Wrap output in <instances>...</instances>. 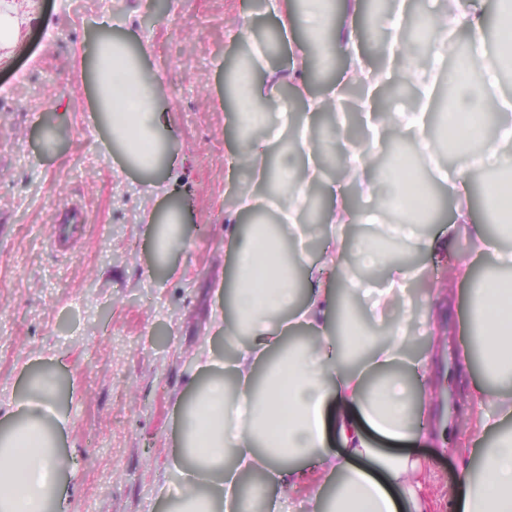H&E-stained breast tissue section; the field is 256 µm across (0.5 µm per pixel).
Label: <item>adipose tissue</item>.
Wrapping results in <instances>:
<instances>
[{"label":"adipose tissue","instance_id":"adipose-tissue-1","mask_svg":"<svg viewBox=\"0 0 512 512\" xmlns=\"http://www.w3.org/2000/svg\"><path fill=\"white\" fill-rule=\"evenodd\" d=\"M496 19L499 55L488 58L483 41L484 17L459 13L458 25L469 30L458 65H483L481 82L448 81L450 104L441 114L445 131L459 144L470 142L477 126H495L481 158L487 168L502 172L501 180L484 189L487 214L512 223V100L497 91L502 58L512 59V0H498ZM436 14H428L427 37L408 35L402 14L383 18L388 39L380 46L386 55L400 54L404 70L422 98H433L435 87L427 78V65L440 64L454 52L447 28L436 27ZM281 24L305 33L321 65L336 56L360 58L358 27L336 21L335 0H299L297 15H283ZM455 53V52H454ZM101 124L109 132L111 147L127 163L155 173L152 191L171 195L179 182L160 169L171 152L164 137L162 85L144 79L142 57L120 40H101L89 64ZM240 145L233 163L249 161L262 182L277 187L282 202L277 231L254 227L227 243L233 255L232 287L217 286L219 299L212 325L225 344L234 348L226 373L216 372L211 354L197 356L204 371L189 401L179 405V422L172 466L186 482L162 481L159 493L171 500L175 512H278L273 489H294L320 480L329 494L314 493L313 512H422L419 483L410 479L419 470L411 455H390L375 448L363 427L392 438L406 439L420 427L423 408L414 401L412 379H423L427 356L413 359L401 354L411 343L409 317L390 324L384 344L367 348L363 330L354 326V313H343V292H357L363 275L384 268L390 286L375 302L373 311L385 315L414 277L413 269L397 262L394 252L374 243L344 235L352 220L346 193L354 185L359 196L390 204L394 220L385 227L389 241L404 251H419L426 242L420 235L419 191L436 196L427 179H411L407 172L390 169L377 177L372 154L355 147L346 156L350 181L322 180L318 163L334 150V138L317 149L310 133L312 122L325 109L326 98L297 85L300 113L294 126L277 130L273 140L256 145L255 129L265 127L267 100L277 98L280 84L261 79L250 64L233 73ZM424 114L409 109L399 114L394 135L416 129L420 135L409 152L412 168H425L435 152L431 138L423 136ZM323 184L327 205L321 223L331 228L323 247L322 271L341 272L338 288H298L297 271L304 250H288L286 229L296 226L308 203L310 188ZM145 232L161 254L186 244L184 217L179 210L157 215L143 208ZM467 318L470 333L462 349L469 362L472 348L483 356L485 382L474 383L472 400L490 398L488 383L498 384L500 403L495 413L483 415V431L496 433L495 442L481 446L480 475L463 467L451 499L453 512H512V433L501 430L512 419V277L486 275L470 284ZM305 331L311 342L294 341ZM247 342H239V335ZM0 512H67L63 490L65 456L59 434L65 419L57 405L52 376L31 383L23 396L0 397ZM336 436L342 452L329 448Z\"/></svg>","mask_w":512,"mask_h":512}]
</instances>
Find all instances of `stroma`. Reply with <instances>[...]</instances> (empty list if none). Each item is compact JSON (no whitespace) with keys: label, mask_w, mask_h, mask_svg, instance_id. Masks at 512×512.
I'll use <instances>...</instances> for the list:
<instances>
[{"label":"stroma","mask_w":512,"mask_h":512,"mask_svg":"<svg viewBox=\"0 0 512 512\" xmlns=\"http://www.w3.org/2000/svg\"><path fill=\"white\" fill-rule=\"evenodd\" d=\"M25 18L14 41L0 44V386L24 393L37 373L62 387L67 419L61 450L69 512H172L156 494L170 470L176 402L190 399L194 356L232 351L214 335L213 286L230 281L224 247L225 211L250 191L255 215L274 219L266 187L246 168H231L233 114L224 107L226 76L243 48L229 25L244 0H179L150 12V0H14ZM105 36L132 50L149 46L143 72L160 80L180 198L155 200L158 214L182 211L191 246L157 265L140 203L152 174L108 151L95 130L96 102L81 60ZM449 172L439 193L440 216L426 239L447 241L453 268L474 276L495 270L491 257L471 253L468 232L452 222L458 156L441 159ZM79 223L81 240L67 253L51 244L54 225ZM426 279L407 284L418 347L434 358L427 374L432 430L395 442L374 437L387 452L413 451L425 462L427 512H450L465 451L480 438L469 383L479 358L461 368L467 284L438 267L431 251L412 254Z\"/></svg>","instance_id":"obj_1"}]
</instances>
